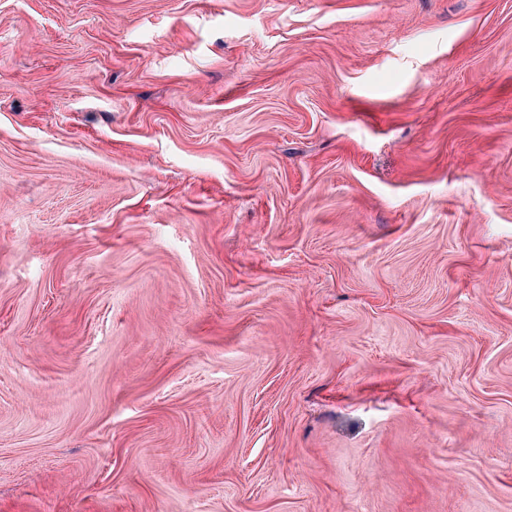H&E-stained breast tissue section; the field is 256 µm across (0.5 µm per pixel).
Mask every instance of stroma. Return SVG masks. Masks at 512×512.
Segmentation results:
<instances>
[{"instance_id":"stroma-1","label":"stroma","mask_w":512,"mask_h":512,"mask_svg":"<svg viewBox=\"0 0 512 512\" xmlns=\"http://www.w3.org/2000/svg\"><path fill=\"white\" fill-rule=\"evenodd\" d=\"M0 512H512V0H0Z\"/></svg>"}]
</instances>
